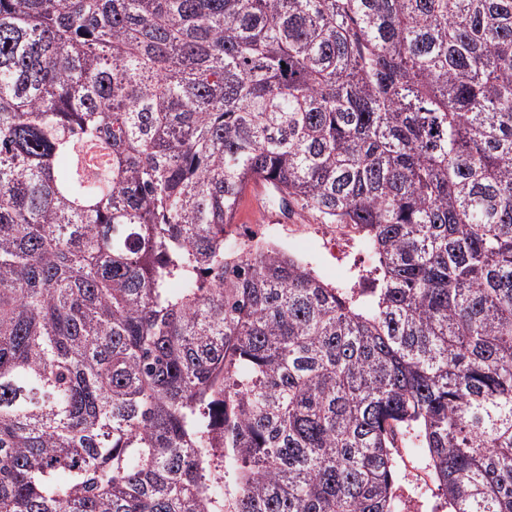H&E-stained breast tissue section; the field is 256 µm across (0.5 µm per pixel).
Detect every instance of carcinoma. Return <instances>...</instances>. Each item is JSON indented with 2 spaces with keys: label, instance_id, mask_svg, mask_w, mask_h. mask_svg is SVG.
<instances>
[{
  "label": "carcinoma",
  "instance_id": "cac0c4a2",
  "mask_svg": "<svg viewBox=\"0 0 512 512\" xmlns=\"http://www.w3.org/2000/svg\"><path fill=\"white\" fill-rule=\"evenodd\" d=\"M400 436L512 512V0H0V512H402ZM271 213L277 216V222L267 221V215ZM324 223L315 210L293 206L288 212L272 197L253 196L250 187L237 210L235 224H238L239 230L233 242L251 243V237H254L253 242L260 240L285 249L307 264L316 276L330 286L371 288L370 280L375 277L374 271L378 266L377 256L359 247L350 248L341 261H337L332 253L344 254L349 247V239L353 236L363 237L364 231L354 224H343L349 226L343 230L344 234L336 233L331 251L328 242L336 224ZM246 230L250 231L249 236L245 234ZM288 238L298 241L302 253L288 250Z\"/></svg>",
  "mask_w": 512,
  "mask_h": 512
}]
</instances>
